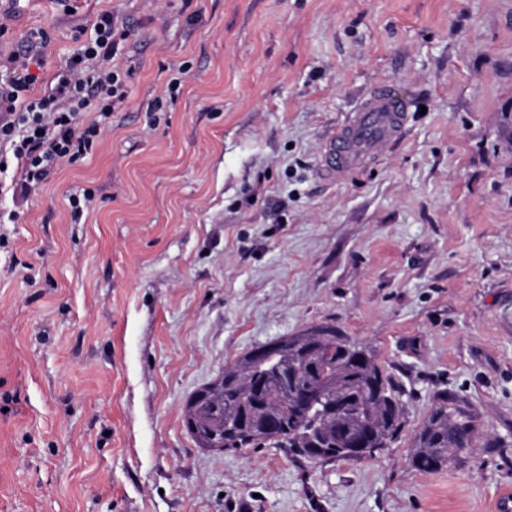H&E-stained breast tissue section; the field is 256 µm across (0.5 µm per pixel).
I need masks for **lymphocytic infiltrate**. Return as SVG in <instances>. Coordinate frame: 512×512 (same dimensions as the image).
<instances>
[{"label":"lymphocytic infiltrate","mask_w":512,"mask_h":512,"mask_svg":"<svg viewBox=\"0 0 512 512\" xmlns=\"http://www.w3.org/2000/svg\"><path fill=\"white\" fill-rule=\"evenodd\" d=\"M129 36L111 12L99 14L90 36L36 98L40 58L24 49L0 60V165H16L22 191L93 153L127 97L132 72L114 58Z\"/></svg>","instance_id":"1"}]
</instances>
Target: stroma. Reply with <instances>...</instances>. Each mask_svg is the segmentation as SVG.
Returning <instances> with one entry per match:
<instances>
[{
  "mask_svg": "<svg viewBox=\"0 0 512 512\" xmlns=\"http://www.w3.org/2000/svg\"><path fill=\"white\" fill-rule=\"evenodd\" d=\"M104 11L131 27L127 99L92 155L0 192V512H494L512 490V0H23L0 55L46 29L43 93ZM378 82L409 100L405 135L320 180L328 129ZM326 322L399 387L396 443L320 463L196 445L192 392ZM444 394L479 438L421 472L408 450Z\"/></svg>",
  "mask_w": 512,
  "mask_h": 512,
  "instance_id": "1",
  "label": "stroma"
}]
</instances>
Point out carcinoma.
Returning <instances> with one entry per match:
<instances>
[{
  "label": "carcinoma",
  "instance_id": "1",
  "mask_svg": "<svg viewBox=\"0 0 512 512\" xmlns=\"http://www.w3.org/2000/svg\"><path fill=\"white\" fill-rule=\"evenodd\" d=\"M278 370L241 356L224 366L222 387L202 404L186 399L183 419L200 418L198 447L238 452L276 442L299 460L356 461L388 448L402 429V403L389 374L367 347L334 325L285 336ZM474 417L442 400L410 448L411 465L436 471L460 458L475 438ZM362 437V447L349 445Z\"/></svg>",
  "mask_w": 512,
  "mask_h": 512
}]
</instances>
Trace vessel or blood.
Masks as SVG:
<instances>
[{"label": "vessel or blood", "instance_id": "vessel-or-blood-1", "mask_svg": "<svg viewBox=\"0 0 512 512\" xmlns=\"http://www.w3.org/2000/svg\"><path fill=\"white\" fill-rule=\"evenodd\" d=\"M408 108L407 99L392 85L373 87L329 132L318 169L320 177L343 183L375 164L388 146L402 138Z\"/></svg>", "mask_w": 512, "mask_h": 512}]
</instances>
